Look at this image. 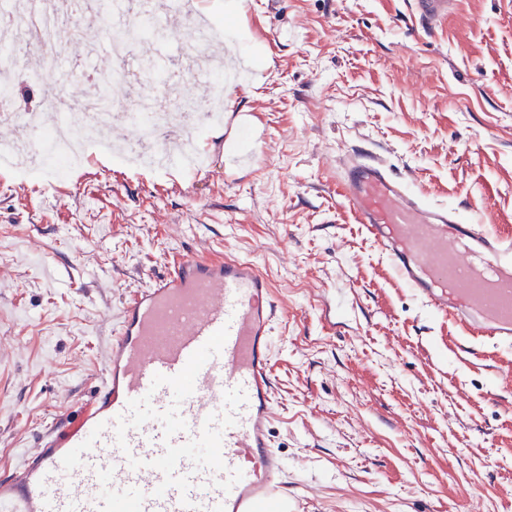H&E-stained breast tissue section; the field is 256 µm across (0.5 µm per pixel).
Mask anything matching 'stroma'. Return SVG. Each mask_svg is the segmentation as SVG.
Wrapping results in <instances>:
<instances>
[{
  "label": "stroma",
  "mask_w": 512,
  "mask_h": 512,
  "mask_svg": "<svg viewBox=\"0 0 512 512\" xmlns=\"http://www.w3.org/2000/svg\"><path fill=\"white\" fill-rule=\"evenodd\" d=\"M234 26L225 39L250 72L229 110L267 134L251 168L225 166L224 128L205 127L198 172L113 164L91 154L70 178L15 180L0 166V474L49 426L91 402L125 300L179 256L255 260L272 287L271 440L299 512H512V379L456 355L454 330L390 271L336 192L338 155L361 147L410 188L470 223L512 229V0H455L421 27L411 0H185ZM173 41L144 37L117 76L99 44L111 15L66 20L28 53L15 108L53 92L165 110L171 91L204 101ZM291 29V40L276 39ZM151 64L166 84L140 73ZM112 112L110 134L138 127Z\"/></svg>",
  "instance_id": "obj_1"
}]
</instances>
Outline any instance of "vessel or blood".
I'll return each mask as SVG.
<instances>
[{"label": "vessel or blood", "instance_id": "obj_1", "mask_svg": "<svg viewBox=\"0 0 512 512\" xmlns=\"http://www.w3.org/2000/svg\"><path fill=\"white\" fill-rule=\"evenodd\" d=\"M453 0H413L429 28ZM224 115L226 140L254 130ZM336 186L400 282L481 357L512 347V235L431 205L372 154L336 163ZM267 277L251 260L189 253L125 303L93 401L0 476V512H293L272 448Z\"/></svg>", "mask_w": 512, "mask_h": 512}]
</instances>
